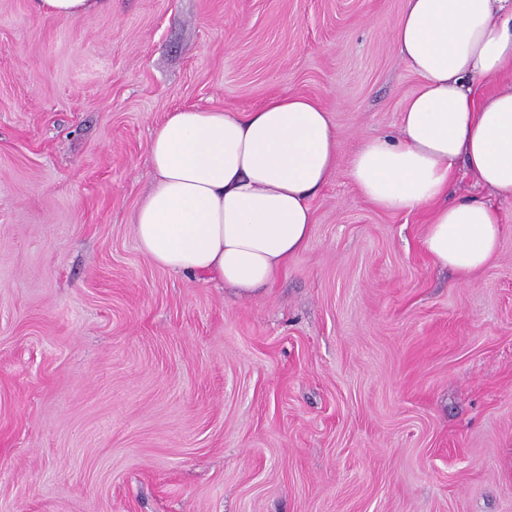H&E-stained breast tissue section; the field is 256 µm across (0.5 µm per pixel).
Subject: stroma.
Segmentation results:
<instances>
[{
    "label": "stroma",
    "instance_id": "stroma-1",
    "mask_svg": "<svg viewBox=\"0 0 512 512\" xmlns=\"http://www.w3.org/2000/svg\"><path fill=\"white\" fill-rule=\"evenodd\" d=\"M406 0H0V512H512V201L467 278L349 161L419 87ZM325 107L307 248L242 295L143 254L169 112ZM105 0H34L37 12L46 18L66 20L99 10Z\"/></svg>",
    "mask_w": 512,
    "mask_h": 512
}]
</instances>
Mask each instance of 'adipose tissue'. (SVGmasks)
<instances>
[{"label": "adipose tissue", "instance_id": "ef3b65f1", "mask_svg": "<svg viewBox=\"0 0 512 512\" xmlns=\"http://www.w3.org/2000/svg\"><path fill=\"white\" fill-rule=\"evenodd\" d=\"M390 34L420 79L399 134L364 141L350 160L361 195L384 211L429 208L424 245L461 275L496 254L501 217L478 200H448L458 158L512 200V0H407ZM329 112L296 95L258 109L169 113L148 152L154 181L135 215L142 252L175 274L244 292L268 286L311 237V199L331 177Z\"/></svg>", "mask_w": 512, "mask_h": 512}]
</instances>
